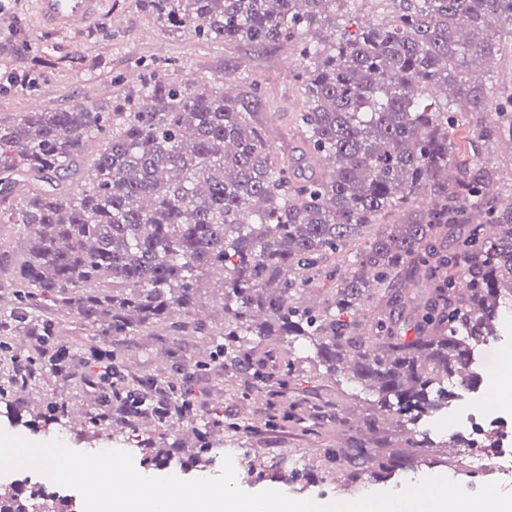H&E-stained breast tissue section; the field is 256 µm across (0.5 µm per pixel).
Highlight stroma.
<instances>
[{
    "mask_svg": "<svg viewBox=\"0 0 512 512\" xmlns=\"http://www.w3.org/2000/svg\"><path fill=\"white\" fill-rule=\"evenodd\" d=\"M28 0H10V12L0 16V122L8 123L22 113L33 111L36 99L54 89L49 106L65 108L78 100L103 110H111L126 87L140 83L153 72L164 70L178 81L187 76L211 81L231 79L242 68L256 75L263 91L257 111L272 126L283 125V115L300 99L298 83L286 73V64L295 57L277 45L263 47L248 43L219 44L205 41L185 30L170 34L161 29L138 0H112L113 11L124 17L123 28L100 21L84 33H56L36 30L28 13ZM13 76L26 77L25 85L10 84ZM110 349L123 354L126 364L144 373L170 369L173 354L203 352L198 337L191 335L120 338ZM301 405L352 409L348 390L321 377L301 373L298 378ZM0 428L33 442L61 440L74 450H83L72 425L44 431L14 421L0 405ZM249 447L260 449L265 465H292L303 452L282 431L266 430L249 439Z\"/></svg>",
    "mask_w": 512,
    "mask_h": 512,
    "instance_id": "35a3bbf8",
    "label": "stroma"
}]
</instances>
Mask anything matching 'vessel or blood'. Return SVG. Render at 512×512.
<instances>
[{
	"instance_id": "1",
	"label": "vessel or blood",
	"mask_w": 512,
	"mask_h": 512,
	"mask_svg": "<svg viewBox=\"0 0 512 512\" xmlns=\"http://www.w3.org/2000/svg\"><path fill=\"white\" fill-rule=\"evenodd\" d=\"M107 0H32L38 29L70 32L85 29L106 14Z\"/></svg>"
}]
</instances>
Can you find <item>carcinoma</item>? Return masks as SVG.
<instances>
[{"instance_id": "cac0c4a2", "label": "carcinoma", "mask_w": 512, "mask_h": 512, "mask_svg": "<svg viewBox=\"0 0 512 512\" xmlns=\"http://www.w3.org/2000/svg\"><path fill=\"white\" fill-rule=\"evenodd\" d=\"M172 32L212 42L281 45L298 54L304 109L272 129L251 95L163 74L128 89L110 112L45 108L0 124V403L47 427L69 414L54 389L114 337L169 327L203 337L180 375L145 376L110 353L115 386L75 435L133 438L145 470L205 473L224 438L255 434L257 356L285 348L281 383L304 369L337 379L364 404L365 431L395 419L402 440L315 448L319 482L388 481L420 456L443 464L417 426L478 378L476 353L512 310V200L489 195L497 173L462 149L512 141V88L477 84L468 61L512 50V0H377L380 18L348 31L357 0H138ZM287 135L298 152H275ZM424 193V210L383 217ZM32 235L5 245L3 228ZM223 271L214 286L210 277ZM221 293L218 326L196 316ZM71 320L95 341H64ZM224 362V383L249 413L190 411L184 386ZM195 443L167 437L173 418ZM57 512L43 484L0 483V512Z\"/></svg>"}]
</instances>
